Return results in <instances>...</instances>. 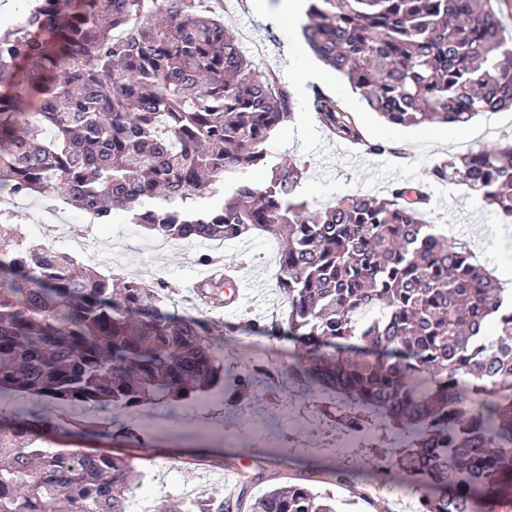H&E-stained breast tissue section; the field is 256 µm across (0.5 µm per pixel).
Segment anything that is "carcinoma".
<instances>
[{"instance_id": "carcinoma-1", "label": "carcinoma", "mask_w": 512, "mask_h": 512, "mask_svg": "<svg viewBox=\"0 0 512 512\" xmlns=\"http://www.w3.org/2000/svg\"><path fill=\"white\" fill-rule=\"evenodd\" d=\"M509 0H309L302 35L392 125L467 123L512 108ZM321 128L365 155L355 114L315 86ZM294 118L292 94L198 0H33L0 31V398L34 406L0 426V512H127L143 474L131 462L40 447L47 412L85 402L122 411L84 434L134 438L127 413H173L255 370L218 354L226 334L168 313L157 289L28 241L1 206L54 197L95 224L118 211L171 240L276 246L283 297L271 335L300 347L290 368L346 426L375 429L418 512H487L512 494V292L466 242L423 218L422 184L385 197L340 196L312 214L298 190L307 164L279 163L267 143ZM261 168L259 183L248 170ZM512 219V134L435 164ZM198 293L231 306L236 288ZM250 512H336L330 495L274 487Z\"/></svg>"}]
</instances>
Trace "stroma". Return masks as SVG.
Listing matches in <instances>:
<instances>
[{"label": "stroma", "instance_id": "obj_1", "mask_svg": "<svg viewBox=\"0 0 512 512\" xmlns=\"http://www.w3.org/2000/svg\"><path fill=\"white\" fill-rule=\"evenodd\" d=\"M225 24L241 36L246 49H254L257 28L273 29L276 38L262 51H255L259 65L277 69L295 99V118L285 123L268 142L272 157L280 162L300 158L310 163L307 174L312 184L305 199L310 209L329 205L337 196L358 193L383 196L393 183H423L430 198L427 221L447 224L453 236L465 241L480 236L482 245L477 258L496 277L512 278V221L507 222L495 211L476 205L475 196L465 185L430 181L428 173L439 161L478 145H490L499 138L502 128L512 129V112L485 114L473 120L476 137L459 140L450 126L443 124L413 127L393 126L371 111L358 93L338 74H331L326 92L341 100L354 112L367 139L387 141L403 149V157L368 156L351 151L349 146L328 139L313 118L308 105L309 88L294 80L298 67L295 49L301 43L300 25L287 4L267 11L255 19L241 11L238 0H222L219 9ZM139 248L121 257L113 269L118 277H137L148 281L163 276L173 290L172 299L179 315L205 321L248 324V331L235 333L229 344L236 355L255 359L273 356L278 360L272 374L259 377L249 408L227 404L213 407L208 425L187 428L177 414L148 431H139L130 440L92 436L62 439L65 448H79L88 453H109L131 461L138 470H146L150 458L163 457L181 462V474L165 480L156 495L171 501L182 499L183 477L201 470L220 473L217 492L243 493L253 499L280 485L303 484L318 492L334 495L341 512H413L415 491L398 484L392 474L377 472L365 456L339 457L326 453L325 445L339 433V426L305 427L300 431L301 445L286 447L287 432L282 417L289 404H307L296 380L287 368L295 360L291 341L265 336L263 325L274 318L282 305L272 274L262 255L267 248L263 239L228 241L224 256L236 261L246 258L241 272V289L245 293L244 312L211 309L190 301L192 286L198 280V252L190 246L166 251L154 249L145 229H138ZM348 471L351 480L336 483L333 473ZM253 476V483L241 487L243 476ZM371 491L374 506L360 500L362 491Z\"/></svg>", "mask_w": 512, "mask_h": 512}]
</instances>
